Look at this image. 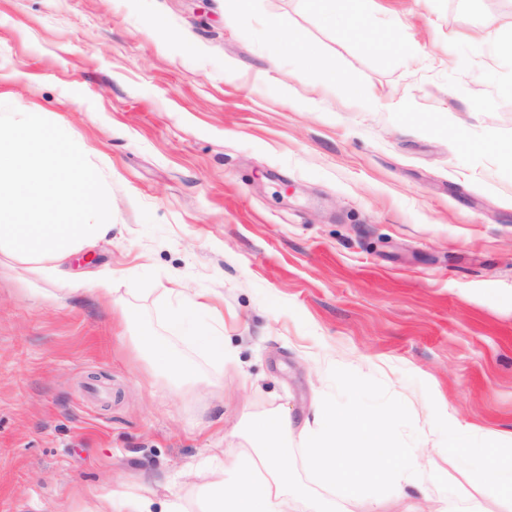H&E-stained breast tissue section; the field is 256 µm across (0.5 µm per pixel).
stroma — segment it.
<instances>
[{
  "label": "stroma",
  "mask_w": 512,
  "mask_h": 512,
  "mask_svg": "<svg viewBox=\"0 0 512 512\" xmlns=\"http://www.w3.org/2000/svg\"><path fill=\"white\" fill-rule=\"evenodd\" d=\"M224 2L0 0V103L67 130L114 224L55 278L0 265V512H94L141 475L204 512L184 472L272 410L294 423L288 512H373L389 484L350 497L305 465L319 402L440 449L408 500L504 512L440 411L512 445V60L482 36H512V0H358L353 29L303 0H251L244 22ZM98 275L111 297L47 302ZM174 288L210 295L234 363L171 336ZM141 334L199 383L172 389ZM135 347L148 357L153 367L165 371L173 384L183 386L199 381L195 366L175 356L166 338L155 334L137 336Z\"/></svg>",
  "instance_id": "obj_1"
}]
</instances>
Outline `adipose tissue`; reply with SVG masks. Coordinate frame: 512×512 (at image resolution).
<instances>
[{"label":"adipose tissue","instance_id":"obj_1","mask_svg":"<svg viewBox=\"0 0 512 512\" xmlns=\"http://www.w3.org/2000/svg\"><path fill=\"white\" fill-rule=\"evenodd\" d=\"M171 294L173 301L167 312L171 329L185 342L199 346L216 365L229 362L223 333L198 322L199 311L208 307L206 297L180 288L172 289ZM135 347L153 367L165 371L173 384L197 382L195 366L175 356L166 338L142 335ZM314 418L319 427L311 434L305 464L324 482L349 495L375 478L399 489L401 483L418 476L422 465L433 464L438 454L437 449L423 448L409 457L394 455L382 440L385 424L380 418L346 414L329 406L317 407ZM291 430L286 412L246 414L239 432L246 437L249 450L241 452L231 468L214 465L199 473L209 490L206 512H288V492L294 477L280 457ZM447 430L449 447L464 449L476 470L496 473L490 493L512 499V448L498 446L492 436L471 443L452 414L447 417Z\"/></svg>","mask_w":512,"mask_h":512}]
</instances>
